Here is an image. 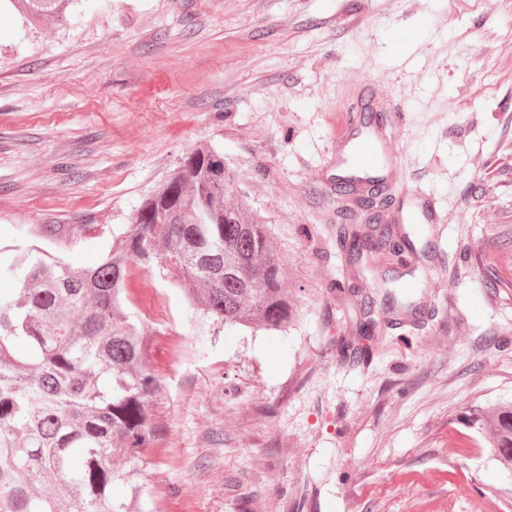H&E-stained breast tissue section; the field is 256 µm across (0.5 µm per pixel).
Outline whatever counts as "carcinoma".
<instances>
[{
    "mask_svg": "<svg viewBox=\"0 0 512 512\" xmlns=\"http://www.w3.org/2000/svg\"><path fill=\"white\" fill-rule=\"evenodd\" d=\"M23 2L42 15L73 0ZM236 183L224 152L199 146L142 201L133 232L112 237L97 266L29 253L8 266L20 287L0 297V512H136L143 489L119 501L112 482L159 440L151 403L161 385L147 337L124 308L133 266L162 269L216 324L288 328L294 300L265 223L241 197L224 203ZM368 228L377 243L390 241L379 215ZM341 236L354 252L370 242L346 226ZM470 425L512 464V406Z\"/></svg>",
    "mask_w": 512,
    "mask_h": 512,
    "instance_id": "cac0c4a2",
    "label": "carcinoma"
}]
</instances>
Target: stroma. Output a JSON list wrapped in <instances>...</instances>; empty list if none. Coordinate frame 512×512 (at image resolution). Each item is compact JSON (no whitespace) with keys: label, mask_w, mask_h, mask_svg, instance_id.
Instances as JSON below:
<instances>
[{"label":"stroma","mask_w":512,"mask_h":512,"mask_svg":"<svg viewBox=\"0 0 512 512\" xmlns=\"http://www.w3.org/2000/svg\"><path fill=\"white\" fill-rule=\"evenodd\" d=\"M369 87L402 114L382 213L416 188L436 204V223L392 225L401 257L351 258L338 232L367 218L335 147ZM202 144L266 223L297 315L201 343L181 292L133 269L157 296L128 312L162 385L144 512H512V469L467 423L512 405V0H76L34 27L0 11L1 260L99 263Z\"/></svg>","instance_id":"stroma-1"}]
</instances>
